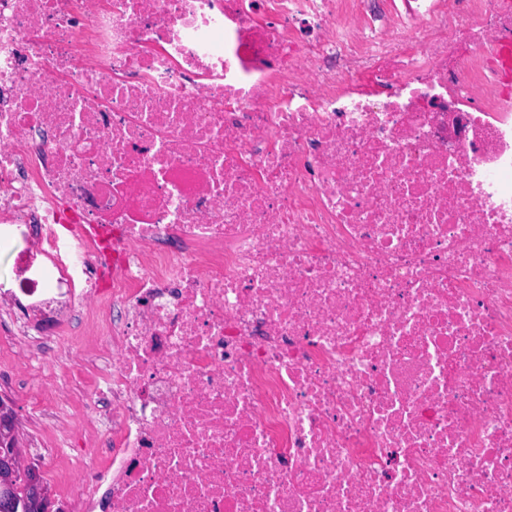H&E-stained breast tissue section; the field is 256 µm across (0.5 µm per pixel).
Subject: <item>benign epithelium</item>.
Wrapping results in <instances>:
<instances>
[{
  "label": "benign epithelium",
  "mask_w": 512,
  "mask_h": 512,
  "mask_svg": "<svg viewBox=\"0 0 512 512\" xmlns=\"http://www.w3.org/2000/svg\"><path fill=\"white\" fill-rule=\"evenodd\" d=\"M51 504L39 472L24 464L13 408L0 398V512H50Z\"/></svg>",
  "instance_id": "obj_1"
}]
</instances>
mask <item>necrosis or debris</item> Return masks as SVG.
<instances>
[{"label":"necrosis or debris","mask_w":512,"mask_h":512,"mask_svg":"<svg viewBox=\"0 0 512 512\" xmlns=\"http://www.w3.org/2000/svg\"><path fill=\"white\" fill-rule=\"evenodd\" d=\"M505 41L504 0H0V335L60 366L76 512H512Z\"/></svg>","instance_id":"necrosis-or-debris-1"}]
</instances>
